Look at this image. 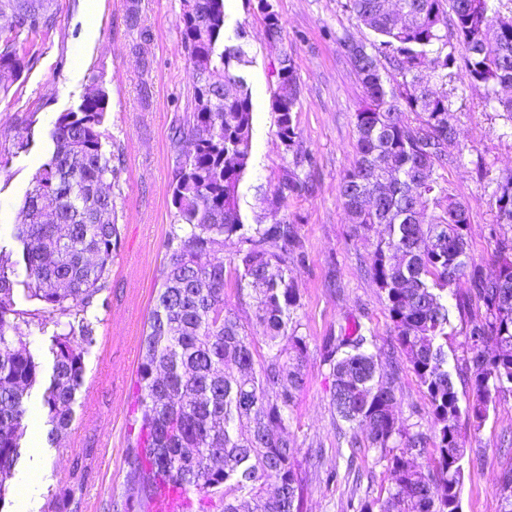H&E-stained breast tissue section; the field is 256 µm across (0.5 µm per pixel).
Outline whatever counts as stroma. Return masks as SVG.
<instances>
[{
  "label": "stroma",
  "mask_w": 512,
  "mask_h": 512,
  "mask_svg": "<svg viewBox=\"0 0 512 512\" xmlns=\"http://www.w3.org/2000/svg\"><path fill=\"white\" fill-rule=\"evenodd\" d=\"M347 2L275 0L281 34L273 38L255 0H224V41L242 43L250 60L245 77L252 93V153L238 190L244 222L252 223L286 171H296L308 185L273 215L295 226L305 254L304 264L294 269L299 333L308 342L305 384L288 421L304 478L303 512H356L359 500L386 498L392 486L375 449L348 447L354 430L331 405L332 377L321 356L324 338L352 318L378 345L392 341L383 296L368 272L373 244L353 234L339 196L340 177L355 156V113L363 91L337 40L347 33L374 38ZM47 6L53 23L26 44L21 76H0V85L9 87L0 92V156L8 160L0 168V250L15 248L12 227L20 221L36 170L50 154L58 116L76 109L95 87L108 95L107 148L120 158V241L108 288L85 314L95 342L85 356L73 420L49 443L46 386L30 390L27 403L40 438L22 436L0 512H141L131 479L141 418L137 369L165 243L177 226L172 136L194 110L196 86L179 26L183 0H47ZM285 55L294 62L300 87V136L290 148L276 133L270 106ZM433 84L447 92L448 120L456 130L448 151L458 161L442 170L441 183L466 205L471 255L490 273L492 228L512 232L497 226L493 204L498 181L512 175V121L485 107L482 85L460 76ZM22 134L29 145L20 151L15 144ZM426 407L405 366L398 422L429 427ZM463 436L481 458L465 473L462 512H501L497 487L503 469L512 465V453L502 447L504 438H512V399L490 412L480 432Z\"/></svg>",
  "instance_id": "stroma-1"
}]
</instances>
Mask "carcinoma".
Returning a JSON list of instances; mask_svg holds the SVG:
<instances>
[{"instance_id":"obj_1","label":"carcinoma","mask_w":512,"mask_h":512,"mask_svg":"<svg viewBox=\"0 0 512 512\" xmlns=\"http://www.w3.org/2000/svg\"><path fill=\"white\" fill-rule=\"evenodd\" d=\"M348 7L380 40L338 38L365 95L355 113L356 156L339 193L354 234L367 237L378 224L388 228L373 243L368 272L383 294L393 343L378 346L358 323L324 339L332 405L366 432L364 442L351 436L350 447L376 449L392 475L388 498L361 502L359 512H462L461 485L474 458L460 422L478 431L490 410L512 397V237L496 240V277L470 258L467 209L434 177L457 162L448 154L456 138L448 124L451 102L430 87L424 71H459L483 85L487 103L512 121V95L503 93L504 84H512V14L495 0H349ZM256 8L268 34L279 36L273 0H257ZM0 14L12 19L0 28V73L16 79L25 68L20 47L49 26L50 16L44 0H0ZM179 25L198 85L192 117L173 136L179 231L165 244L167 262L143 340L132 480L147 504L178 487L200 495V512L216 499L223 512H302L303 478L288 441V414L305 383L308 349L298 333L293 275V265L304 261L302 244L292 224L265 227L259 215L253 224L241 220L238 188L252 151L253 104L239 69L242 52L224 46V0H187ZM277 80L271 109L278 136L291 148L299 135L300 88L290 58L281 59ZM107 111L108 96L98 89L57 118L53 152L37 169L23 220L12 228L21 257L0 255V507L21 456L30 417L26 397L42 374L41 363L21 345L17 320L60 328L44 392L51 442L72 421L94 342L91 323L61 318L86 312L108 288L120 240L112 221L119 168L104 149ZM304 188L289 171L272 202ZM494 201L496 223L512 227V176L497 184ZM232 236L242 244L236 258L212 261L211 253ZM20 269L32 310L15 308ZM229 277L240 297L256 301L262 347L224 308ZM463 278L466 289L459 287ZM455 315L468 326L472 401L464 406L448 369ZM398 350L408 355L427 397L432 437L396 425ZM384 356L392 371L383 377ZM431 447L438 454L434 472L416 463ZM269 483L293 491L268 495ZM498 493L501 512H512V465L501 473Z\"/></svg>"}]
</instances>
